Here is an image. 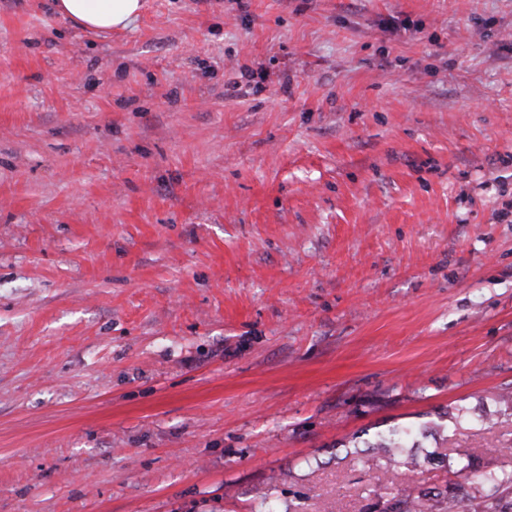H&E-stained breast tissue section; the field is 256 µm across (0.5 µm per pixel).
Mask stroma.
I'll list each match as a JSON object with an SVG mask.
<instances>
[{
  "label": "stroma",
  "mask_w": 512,
  "mask_h": 512,
  "mask_svg": "<svg viewBox=\"0 0 512 512\" xmlns=\"http://www.w3.org/2000/svg\"><path fill=\"white\" fill-rule=\"evenodd\" d=\"M510 386L512 0H0V512H366ZM54 10L84 30L106 35L137 19L141 0H53Z\"/></svg>",
  "instance_id": "obj_1"
}]
</instances>
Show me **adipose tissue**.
<instances>
[{"label":"adipose tissue","mask_w":512,"mask_h":512,"mask_svg":"<svg viewBox=\"0 0 512 512\" xmlns=\"http://www.w3.org/2000/svg\"><path fill=\"white\" fill-rule=\"evenodd\" d=\"M54 10L82 29L106 35L137 19L141 0H55Z\"/></svg>","instance_id":"ef3b65f1"}]
</instances>
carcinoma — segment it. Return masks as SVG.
Instances as JSON below:
<instances>
[{
  "instance_id": "obj_1",
  "label": "carcinoma",
  "mask_w": 512,
  "mask_h": 512,
  "mask_svg": "<svg viewBox=\"0 0 512 512\" xmlns=\"http://www.w3.org/2000/svg\"><path fill=\"white\" fill-rule=\"evenodd\" d=\"M415 435L412 429H392L367 444L368 468L392 474L390 487L375 494L368 512H512V470H479L468 455L433 451L422 458L411 442ZM427 466L455 476L469 472L470 484L450 491L425 488L419 475Z\"/></svg>"
}]
</instances>
